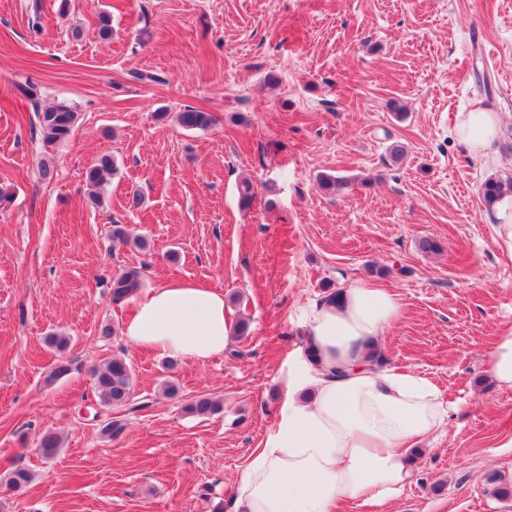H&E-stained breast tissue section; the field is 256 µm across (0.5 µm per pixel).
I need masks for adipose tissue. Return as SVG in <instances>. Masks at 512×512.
I'll use <instances>...</instances> for the list:
<instances>
[{
  "mask_svg": "<svg viewBox=\"0 0 512 512\" xmlns=\"http://www.w3.org/2000/svg\"><path fill=\"white\" fill-rule=\"evenodd\" d=\"M455 132L484 157L502 120L477 105L460 113ZM400 313L397 296L368 279L344 288L339 304L309 307L304 350L288 364L287 399L236 482L235 512L384 505L411 483L405 456L444 430L448 408L430 380L374 363L373 350ZM230 330L223 291L172 279L137 293L123 334L134 347L204 364L223 355ZM486 363L496 386L512 389L511 324L500 328Z\"/></svg>",
  "mask_w": 512,
  "mask_h": 512,
  "instance_id": "adipose-tissue-1",
  "label": "adipose tissue"
}]
</instances>
